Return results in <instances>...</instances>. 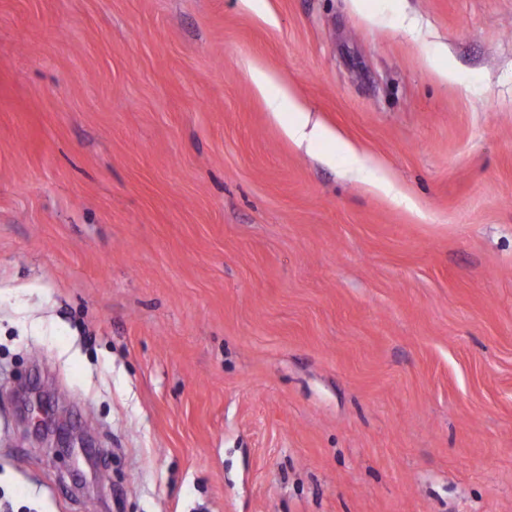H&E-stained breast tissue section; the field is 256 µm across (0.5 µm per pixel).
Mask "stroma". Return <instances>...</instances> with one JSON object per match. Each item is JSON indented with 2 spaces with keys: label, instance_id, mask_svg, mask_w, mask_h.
<instances>
[{
  "label": "stroma",
  "instance_id": "stroma-1",
  "mask_svg": "<svg viewBox=\"0 0 512 512\" xmlns=\"http://www.w3.org/2000/svg\"><path fill=\"white\" fill-rule=\"evenodd\" d=\"M25 507L512 512V0H0ZM254 80L257 86L267 94L273 111L281 112L287 100L286 93L278 88L273 79L265 72L257 71ZM288 109L293 112L294 119L288 125L287 131L288 136L292 139L303 142V141H316L318 139L328 138L330 133L314 123L310 129V116L307 112L301 110L288 96ZM43 396L37 389H32L30 392V396L25 402L23 413L24 418L28 416L31 412L33 415L36 413L35 419L38 426L39 435L42 437L54 435L56 437V444L58 448H65L67 451H70L72 446V440L70 435L60 430L54 421L51 419H46L43 415Z\"/></svg>",
  "mask_w": 512,
  "mask_h": 512
}]
</instances>
